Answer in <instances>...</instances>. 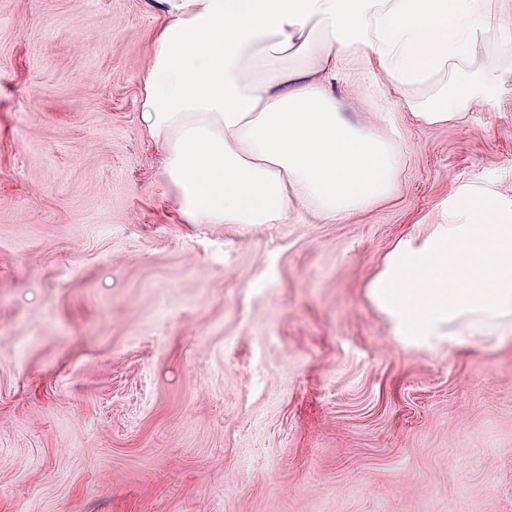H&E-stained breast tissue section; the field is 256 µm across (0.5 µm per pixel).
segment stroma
I'll return each instance as SVG.
<instances>
[{
  "mask_svg": "<svg viewBox=\"0 0 512 512\" xmlns=\"http://www.w3.org/2000/svg\"><path fill=\"white\" fill-rule=\"evenodd\" d=\"M156 0H0V512H512V337L405 348L365 287L512 90L404 125L337 221L184 224L141 120Z\"/></svg>",
  "mask_w": 512,
  "mask_h": 512,
  "instance_id": "35a3bbf8",
  "label": "stroma"
}]
</instances>
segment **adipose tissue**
<instances>
[{
	"mask_svg": "<svg viewBox=\"0 0 512 512\" xmlns=\"http://www.w3.org/2000/svg\"><path fill=\"white\" fill-rule=\"evenodd\" d=\"M158 4L142 119L185 224H282L304 208L338 220L397 196L401 126L383 103L350 113L346 71L386 83L422 127L460 123L512 84L482 50L512 37L489 0ZM286 54L302 66L278 67ZM367 297L403 346L511 332L512 189L457 186Z\"/></svg>",
	"mask_w": 512,
	"mask_h": 512,
	"instance_id": "1",
	"label": "adipose tissue"
}]
</instances>
